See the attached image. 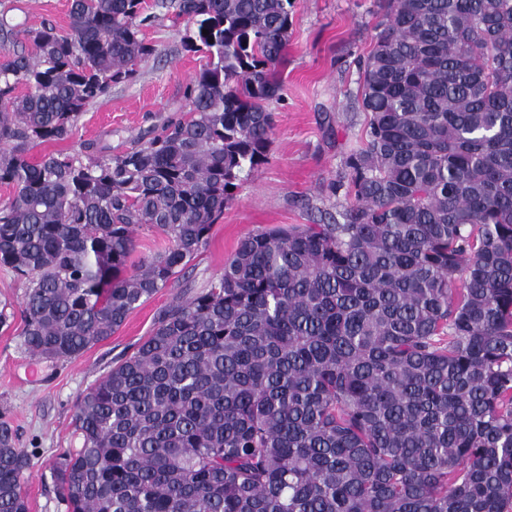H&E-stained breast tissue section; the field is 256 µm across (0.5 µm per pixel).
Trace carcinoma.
Listing matches in <instances>:
<instances>
[{
    "instance_id": "cac0c4a2",
    "label": "carcinoma",
    "mask_w": 512,
    "mask_h": 512,
    "mask_svg": "<svg viewBox=\"0 0 512 512\" xmlns=\"http://www.w3.org/2000/svg\"><path fill=\"white\" fill-rule=\"evenodd\" d=\"M206 63L187 110L114 154L30 153L155 48L143 0L0 17V265L21 345L78 357L207 245L267 162L292 0H164ZM339 215L244 236L210 286L74 403L66 512H512V0H382ZM208 34H203V31ZM146 227L161 249L131 261ZM30 457L0 422V512Z\"/></svg>"
}]
</instances>
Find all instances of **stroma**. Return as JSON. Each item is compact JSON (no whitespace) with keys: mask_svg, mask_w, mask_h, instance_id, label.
<instances>
[{"mask_svg":"<svg viewBox=\"0 0 512 512\" xmlns=\"http://www.w3.org/2000/svg\"><path fill=\"white\" fill-rule=\"evenodd\" d=\"M70 4L0 0V13L13 24L36 28L48 19L64 28ZM144 7L155 20L141 35L155 46V55L87 107L71 140L44 144L42 152L72 154L81 143L94 142L119 153L177 116L205 59L187 50L185 20L175 19L161 0H145ZM377 24L378 0H294L283 91L269 104L275 127L267 162L239 181L207 246L184 275L136 309L110 339L68 361L28 355L19 338L25 283L0 267V305L14 315L9 328H0V418L16 430L17 448L32 461L24 486L29 512H64L48 464L80 445L72 428L76 397L151 334L162 309L208 287L246 234L316 224L321 212L340 210L343 197H325L323 189L361 144L365 115L357 103L358 78Z\"/></svg>","mask_w":512,"mask_h":512,"instance_id":"obj_1","label":"stroma"}]
</instances>
